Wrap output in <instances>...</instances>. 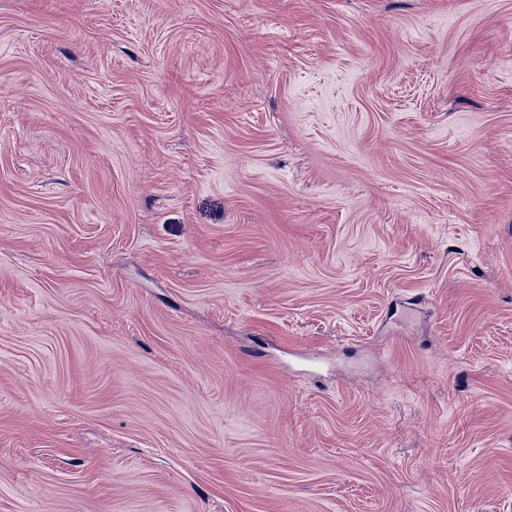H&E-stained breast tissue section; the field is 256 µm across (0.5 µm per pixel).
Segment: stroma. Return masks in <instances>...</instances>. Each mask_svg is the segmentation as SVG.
Segmentation results:
<instances>
[{
  "label": "stroma",
  "instance_id": "stroma-1",
  "mask_svg": "<svg viewBox=\"0 0 512 512\" xmlns=\"http://www.w3.org/2000/svg\"><path fill=\"white\" fill-rule=\"evenodd\" d=\"M0 512H512V0H0Z\"/></svg>",
  "mask_w": 512,
  "mask_h": 512
}]
</instances>
